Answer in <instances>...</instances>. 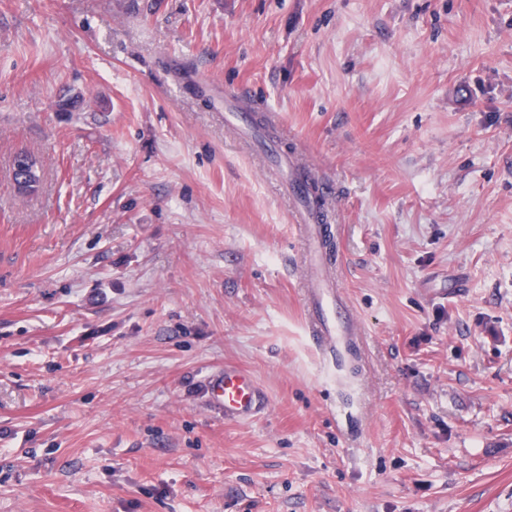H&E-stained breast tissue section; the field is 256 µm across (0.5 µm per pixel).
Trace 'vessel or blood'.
<instances>
[{
  "label": "vessel or blood",
  "instance_id": "1",
  "mask_svg": "<svg viewBox=\"0 0 512 512\" xmlns=\"http://www.w3.org/2000/svg\"><path fill=\"white\" fill-rule=\"evenodd\" d=\"M308 292V334L326 350H334L342 338L357 330V319L352 309L339 303L331 286L317 275H309ZM206 387L210 408L230 421L254 418L267 406V398L254 378L236 367L211 373Z\"/></svg>",
  "mask_w": 512,
  "mask_h": 512
}]
</instances>
